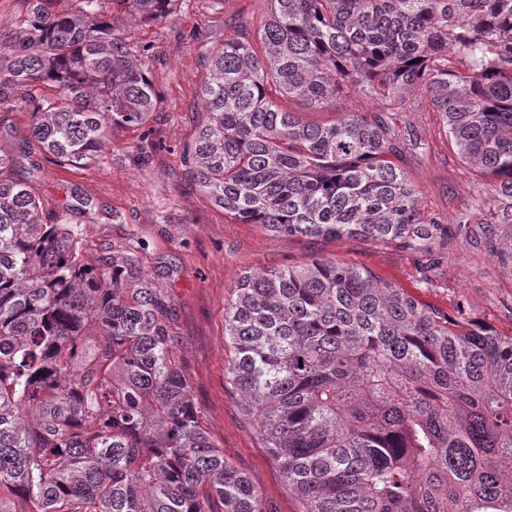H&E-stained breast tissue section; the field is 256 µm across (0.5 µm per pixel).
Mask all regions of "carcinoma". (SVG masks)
Segmentation results:
<instances>
[{
  "mask_svg": "<svg viewBox=\"0 0 512 512\" xmlns=\"http://www.w3.org/2000/svg\"><path fill=\"white\" fill-rule=\"evenodd\" d=\"M24 0L0 41V112L25 106L47 162L95 160L160 105L103 5L164 19L176 0ZM251 34L204 58L205 120L186 152L224 213L278 236H361L426 259V217L398 164L425 141L415 96L460 158L498 181L512 224V0H268ZM467 70H452V60ZM37 84L54 99L36 97ZM357 90L380 111L311 122ZM0 151V512H268L205 431L168 329L172 298L132 252L87 258L45 224ZM227 379L304 512H512V336L440 314L354 265L248 271L224 306Z\"/></svg>",
  "mask_w": 512,
  "mask_h": 512,
  "instance_id": "cac0c4a2",
  "label": "carcinoma"
}]
</instances>
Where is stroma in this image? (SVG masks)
<instances>
[{"label": "stroma", "instance_id": "1", "mask_svg": "<svg viewBox=\"0 0 512 512\" xmlns=\"http://www.w3.org/2000/svg\"><path fill=\"white\" fill-rule=\"evenodd\" d=\"M266 10V0H178L172 15L154 21L112 9V24L131 45L133 59L148 61L160 111L145 126L113 127L89 164L63 169L46 163L34 171L23 157L31 114L19 107L0 115V150L19 156L11 175L40 199L44 223H70L90 254L137 248L154 284L173 299L169 330L179 340L177 356L205 430L263 492L269 512H303L226 377L234 347L224 335V306L241 273L315 256L341 260L426 308L448 313L464 302L470 320L511 336L512 266L499 253L512 231L503 230L490 244L482 237L479 226L495 205V182L461 160L433 112L414 115L425 150L406 151L400 160L422 212L449 227L432 286L421 284L420 257L413 252L360 238L275 236L225 216L184 159L203 117L200 59L240 28L256 29Z\"/></svg>", "mask_w": 512, "mask_h": 512}]
</instances>
